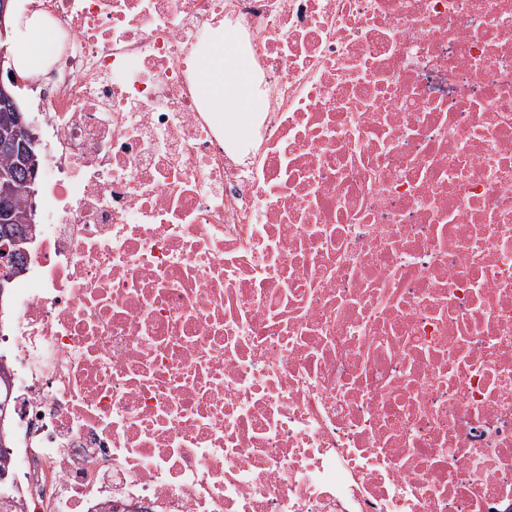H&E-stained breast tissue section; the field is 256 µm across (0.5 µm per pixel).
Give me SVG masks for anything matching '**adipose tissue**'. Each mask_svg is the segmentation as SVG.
I'll return each mask as SVG.
<instances>
[{
	"instance_id": "1",
	"label": "adipose tissue",
	"mask_w": 512,
	"mask_h": 512,
	"mask_svg": "<svg viewBox=\"0 0 512 512\" xmlns=\"http://www.w3.org/2000/svg\"><path fill=\"white\" fill-rule=\"evenodd\" d=\"M11 24L15 69L25 76L43 73L55 53V30L37 9L16 11ZM197 89L206 111L212 112L223 128L225 138L236 148H246L251 114L260 102L256 97L252 60L237 46L231 31L215 30L198 70Z\"/></svg>"
}]
</instances>
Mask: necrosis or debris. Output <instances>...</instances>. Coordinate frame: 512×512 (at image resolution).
<instances>
[{
	"instance_id": "obj_1",
	"label": "necrosis or debris",
	"mask_w": 512,
	"mask_h": 512,
	"mask_svg": "<svg viewBox=\"0 0 512 512\" xmlns=\"http://www.w3.org/2000/svg\"><path fill=\"white\" fill-rule=\"evenodd\" d=\"M42 6L25 512H512V0ZM223 23L243 159L195 90Z\"/></svg>"
}]
</instances>
